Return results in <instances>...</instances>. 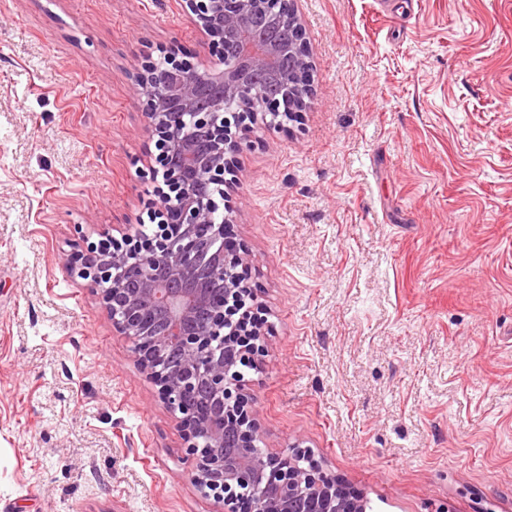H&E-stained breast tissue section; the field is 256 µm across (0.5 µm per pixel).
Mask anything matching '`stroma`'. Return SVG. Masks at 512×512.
<instances>
[{
  "instance_id": "stroma-1",
  "label": "stroma",
  "mask_w": 512,
  "mask_h": 512,
  "mask_svg": "<svg viewBox=\"0 0 512 512\" xmlns=\"http://www.w3.org/2000/svg\"><path fill=\"white\" fill-rule=\"evenodd\" d=\"M300 121L230 193L264 352L263 451L367 512H512V0H298ZM180 0H0V512H221L73 243L153 230L135 77Z\"/></svg>"
}]
</instances>
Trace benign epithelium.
Masks as SVG:
<instances>
[{"mask_svg":"<svg viewBox=\"0 0 512 512\" xmlns=\"http://www.w3.org/2000/svg\"><path fill=\"white\" fill-rule=\"evenodd\" d=\"M181 7L217 62L196 69L174 57L167 82L156 81L150 65L137 75L166 187L151 212L153 233L78 248L68 269L94 287L131 343L180 424L193 480L224 512H240L248 490L254 512H364L363 500L311 454L262 451L237 370L263 351L260 323L242 321L238 334L224 336L235 307L254 298L234 273L244 252L226 247L232 220L220 213L235 156L258 115L286 106L294 117L311 99L314 62L296 0H181ZM283 22L296 34L288 44L276 34ZM232 36L240 52L229 58L224 41ZM287 53L297 60L295 76L277 97L259 93Z\"/></svg>","mask_w":512,"mask_h":512,"instance_id":"benign-epithelium-1","label":"benign epithelium"}]
</instances>
